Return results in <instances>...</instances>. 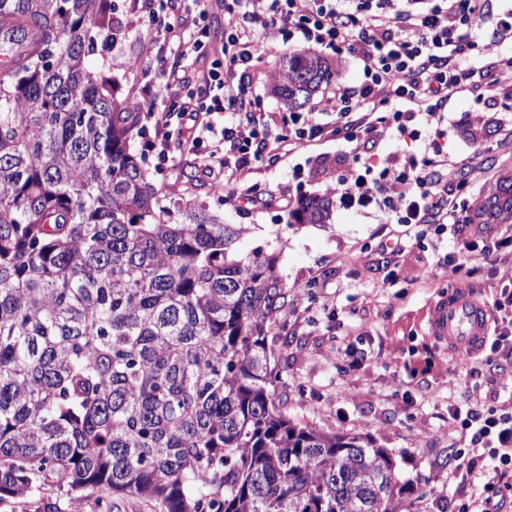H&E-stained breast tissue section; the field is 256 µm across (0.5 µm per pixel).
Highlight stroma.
Returning <instances> with one entry per match:
<instances>
[{"instance_id":"stroma-1","label":"stroma","mask_w":512,"mask_h":512,"mask_svg":"<svg viewBox=\"0 0 512 512\" xmlns=\"http://www.w3.org/2000/svg\"><path fill=\"white\" fill-rule=\"evenodd\" d=\"M114 15L127 30L122 39L99 48L110 61L129 104L161 94L159 62H179L177 47L200 28L209 37L206 55L194 59L199 72L223 55L228 20L217 0L207 18L188 9L186 0H155L154 13L170 26L169 38L152 25L131 27L142 0H112ZM285 51L280 41L263 44L251 71L250 91L280 132L287 110L274 93V77ZM333 92L322 87L306 109L321 133L294 145L285 162L245 171L240 188L269 190L268 204L249 206L236 193L216 191L200 171L201 154L183 151L158 166L150 142L163 128L148 127L135 135L132 150L144 161L149 179L175 200L204 201L228 224H243V252L261 249L279 257L280 272L291 290L287 306L272 325L268 344L274 350L282 380L276 396L288 417L327 432L370 435L376 446L393 452L404 477L433 491L437 512H457L477 499L482 488L471 480L449 476L448 466L463 455L474 470L490 464L488 455L464 449L458 425L448 408H512V346L490 357L498 364L495 381L469 374L476 358L448 353L427 333L432 302L454 288L477 291L486 301L512 286V262L483 261L470 275L445 266L447 241L433 237L389 253L381 247L391 230L378 205H336L326 224H289L288 210L300 198L325 194L328 183L351 167V157L333 131L336 114L326 105ZM455 126L443 147L467 160L465 172L444 170L445 179L465 177L477 197L488 195L497 178L512 171V144L505 140L512 123V95L482 103L468 95L448 104Z\"/></svg>"}]
</instances>
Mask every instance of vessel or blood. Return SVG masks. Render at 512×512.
<instances>
[{"label":"vessel or blood","mask_w":512,"mask_h":512,"mask_svg":"<svg viewBox=\"0 0 512 512\" xmlns=\"http://www.w3.org/2000/svg\"><path fill=\"white\" fill-rule=\"evenodd\" d=\"M490 319L487 302L477 292L462 288L435 303L429 333L451 353L473 355L488 340Z\"/></svg>","instance_id":"b4317fda"}]
</instances>
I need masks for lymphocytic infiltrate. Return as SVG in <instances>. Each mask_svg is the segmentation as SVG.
<instances>
[{
    "mask_svg": "<svg viewBox=\"0 0 512 512\" xmlns=\"http://www.w3.org/2000/svg\"><path fill=\"white\" fill-rule=\"evenodd\" d=\"M229 21L224 27V59L196 75V91L183 93L191 79L177 68L162 69L169 103L148 102L140 118L169 126L172 118L190 120L185 147L203 143L211 148L202 156L205 175L220 177L233 187L241 167H267L287 155V145L316 137L320 128L310 117L294 113L288 136H270L264 113L249 109L247 83L254 55L266 37L280 38L295 49H348L363 64L360 86L337 85L328 103L337 116L336 139L348 147L354 160L373 159L380 141L396 132L417 137L418 126L433 129L429 149L406 156L400 168L381 169L374 178L340 177L327 188L346 205L381 204L388 223L400 225L394 252L428 235H448L452 246L448 264L455 272H470L474 263L512 257V232L491 238L480 236L462 216L456 198L466 180H443L450 163L441 141L448 136L446 106L460 93L491 101L512 87V57L493 62L488 81H472L474 55L486 31L500 40L512 39V14H493L488 0H439L425 10L393 8L392 0H374L368 9L349 0H225ZM230 145L241 156L240 167H229L221 153ZM466 170L464 161L454 163ZM462 437L470 448L492 451L490 471L475 479L484 494L462 503L459 512H502L512 499V412L496 407H450Z\"/></svg>",
    "mask_w": 512,
    "mask_h": 512,
    "instance_id": "f902f5d3",
    "label": "lymphocytic infiltrate"
}]
</instances>
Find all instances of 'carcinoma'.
<instances>
[{"instance_id": "1", "label": "carcinoma", "mask_w": 512, "mask_h": 512, "mask_svg": "<svg viewBox=\"0 0 512 512\" xmlns=\"http://www.w3.org/2000/svg\"><path fill=\"white\" fill-rule=\"evenodd\" d=\"M0 497L55 483L160 512H431L432 491L358 432L302 425L275 395L268 333L290 289L243 256L244 224L163 203L135 116L88 57L121 34L112 0H0ZM332 69L288 52L305 106ZM305 197L290 224H325ZM512 218V174L475 217Z\"/></svg>"}]
</instances>
